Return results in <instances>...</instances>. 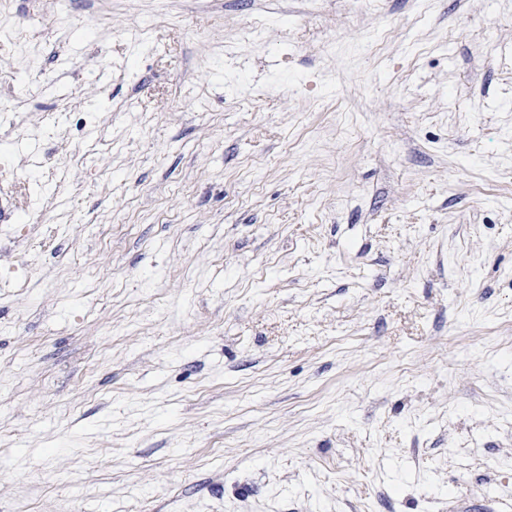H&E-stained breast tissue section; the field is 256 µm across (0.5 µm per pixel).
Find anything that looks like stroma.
I'll return each instance as SVG.
<instances>
[{"label": "stroma", "mask_w": 512, "mask_h": 512, "mask_svg": "<svg viewBox=\"0 0 512 512\" xmlns=\"http://www.w3.org/2000/svg\"><path fill=\"white\" fill-rule=\"evenodd\" d=\"M0 512H512V0H0Z\"/></svg>", "instance_id": "obj_1"}]
</instances>
